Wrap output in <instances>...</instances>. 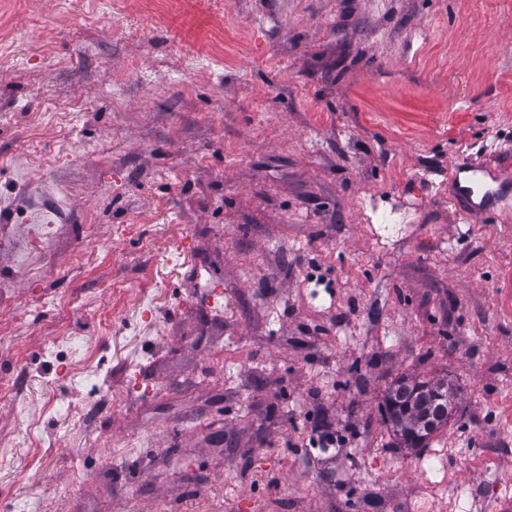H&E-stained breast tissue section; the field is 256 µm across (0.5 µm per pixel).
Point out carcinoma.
Wrapping results in <instances>:
<instances>
[{"mask_svg":"<svg viewBox=\"0 0 512 512\" xmlns=\"http://www.w3.org/2000/svg\"><path fill=\"white\" fill-rule=\"evenodd\" d=\"M384 408L401 443L426 448L430 436L448 423V385L441 379L401 377L387 392Z\"/></svg>","mask_w":512,"mask_h":512,"instance_id":"1","label":"carcinoma"}]
</instances>
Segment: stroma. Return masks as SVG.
I'll list each match as a JSON object with an SVG mask.
<instances>
[{"mask_svg":"<svg viewBox=\"0 0 512 512\" xmlns=\"http://www.w3.org/2000/svg\"><path fill=\"white\" fill-rule=\"evenodd\" d=\"M33 153L54 158L30 167ZM0 188L71 184L75 238L17 281L0 365L53 325L99 347L163 288L112 406L30 469L21 417L84 389L39 363L0 397V494L51 512H420L382 413L447 378L460 487L512 477V216L457 170L512 171V0H0ZM328 423L344 437L312 446ZM471 175L466 177L463 181L458 177L457 172L454 176V193L452 196L455 201H458V196H463L472 201L470 206L463 210L465 215L473 218L498 217L504 210H498L502 200L499 197L497 191L501 185L510 182V177H505L501 173H496L495 169L488 167H470L467 168ZM493 184H496L498 188L494 189ZM474 196H480L479 202L473 201ZM492 198L493 202L490 205H486V202Z\"/></svg>","mask_w":512,"mask_h":512,"instance_id":"obj_1","label":"stroma"}]
</instances>
